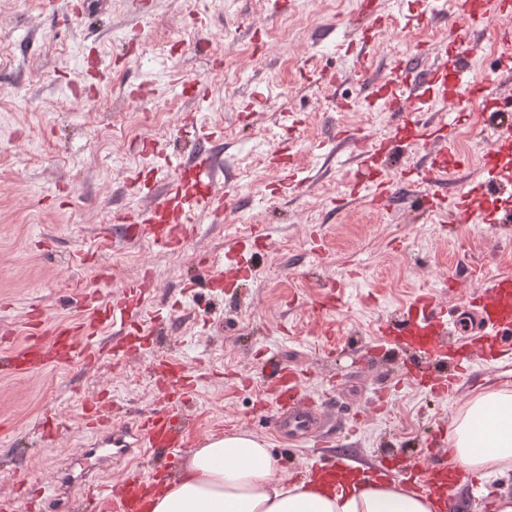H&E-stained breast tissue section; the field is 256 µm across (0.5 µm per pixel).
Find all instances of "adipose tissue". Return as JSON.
<instances>
[{"instance_id": "ef3b65f1", "label": "adipose tissue", "mask_w": 512, "mask_h": 512, "mask_svg": "<svg viewBox=\"0 0 512 512\" xmlns=\"http://www.w3.org/2000/svg\"><path fill=\"white\" fill-rule=\"evenodd\" d=\"M456 455L488 475L512 464V393L480 395L458 418ZM433 500L392 482L332 486L327 477L287 482L248 433L209 439L155 490L149 512H434Z\"/></svg>"}]
</instances>
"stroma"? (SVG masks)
<instances>
[{
    "label": "stroma",
    "mask_w": 512,
    "mask_h": 512,
    "mask_svg": "<svg viewBox=\"0 0 512 512\" xmlns=\"http://www.w3.org/2000/svg\"><path fill=\"white\" fill-rule=\"evenodd\" d=\"M360 0H0V356L27 338L40 310L46 329L85 318L78 296H121L136 268L158 275L157 290L129 330L140 354L92 340L99 362L80 358L33 375L0 372V500L27 477L51 481L79 456L83 406L107 396L122 422L158 407V361L196 376L183 411L196 440L249 433L263 441L286 479L314 453L344 454L358 466L399 455L413 466L476 394L512 389V356L486 366L476 390L436 398L410 380L414 366L395 346H378L380 324H397L424 291L462 305L482 277L512 270V223L451 220L460 183L487 182L489 114L483 100L458 112L459 160L436 185L439 213L413 205L427 193L424 137L447 128L434 113L384 112L371 88L442 69L447 19L426 0H375L385 25L357 32ZM468 31L481 74L498 69L500 32ZM158 113L152 123L141 112ZM347 130L333 140V128ZM221 144L215 190L221 218L191 210L197 234L170 252L128 241L113 216L154 203L172 178L171 158H194L197 140ZM156 145L143 150L144 142ZM366 157L404 195L392 204L354 196L353 156ZM251 249L248 287L186 292L202 259ZM303 373L321 404L322 446L282 442L268 428L275 397L269 359ZM66 429L55 445L40 436L45 417ZM512 494V464L462 487L456 512H493Z\"/></svg>",
    "instance_id": "1"
}]
</instances>
